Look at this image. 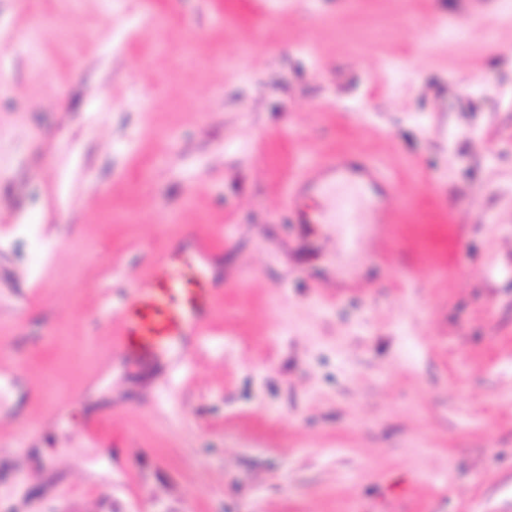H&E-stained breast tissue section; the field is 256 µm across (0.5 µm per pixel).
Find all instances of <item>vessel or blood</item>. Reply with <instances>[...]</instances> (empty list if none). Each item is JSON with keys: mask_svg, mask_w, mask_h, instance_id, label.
<instances>
[{"mask_svg": "<svg viewBox=\"0 0 512 512\" xmlns=\"http://www.w3.org/2000/svg\"><path fill=\"white\" fill-rule=\"evenodd\" d=\"M396 184L366 154L334 151L304 164L287 186V222L306 239L316 224L340 228V246L352 249L367 224H396ZM222 246L182 227L153 256L143 274L120 289L112 308L108 345L113 366L175 374L195 360L224 296ZM25 382L23 370L0 363V403Z\"/></svg>", "mask_w": 512, "mask_h": 512, "instance_id": "obj_1", "label": "vessel or blood"}]
</instances>
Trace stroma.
<instances>
[{
  "mask_svg": "<svg viewBox=\"0 0 512 512\" xmlns=\"http://www.w3.org/2000/svg\"><path fill=\"white\" fill-rule=\"evenodd\" d=\"M335 149L401 221L305 259L287 182ZM184 225L224 247L196 362L113 367ZM0 327V512H512V0H0ZM23 370L18 366L5 365L0 362V405L7 404L14 392L25 382Z\"/></svg>",
  "mask_w": 512,
  "mask_h": 512,
  "instance_id": "stroma-1",
  "label": "stroma"
}]
</instances>
